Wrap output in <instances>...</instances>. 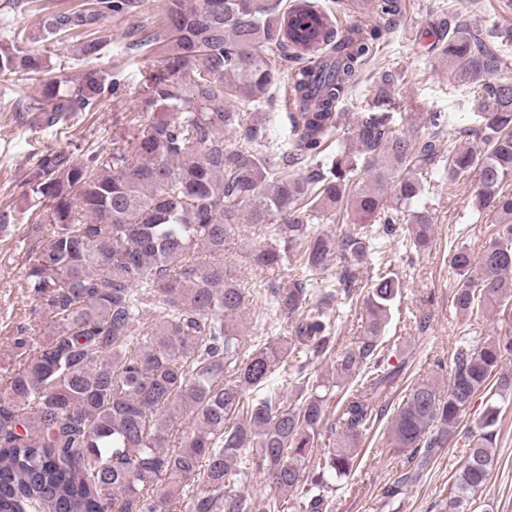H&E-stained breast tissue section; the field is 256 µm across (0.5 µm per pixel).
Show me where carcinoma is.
I'll list each match as a JSON object with an SVG mask.
<instances>
[{
    "label": "carcinoma",
    "instance_id": "obj_1",
    "mask_svg": "<svg viewBox=\"0 0 512 512\" xmlns=\"http://www.w3.org/2000/svg\"><path fill=\"white\" fill-rule=\"evenodd\" d=\"M360 4L385 19L400 13L399 0ZM143 6H42L36 29L62 47L81 37V55L96 58L110 44L100 36L104 22ZM381 36L379 27L341 34L317 0H165L162 27L131 43L145 68L139 117L114 132L106 153L80 163L62 151L37 159L25 205L0 208L1 230L33 224L42 235L25 273L38 317L17 331L0 380V512H256L244 491L254 475L282 494L300 491L295 512H328L327 493L354 471V452L397 373L378 348L403 281L382 258L394 241L407 254L429 247L433 214L415 204L438 177L476 176L471 208L492 227L479 252L461 245L448 254L460 276L456 313L512 316V77L499 45L456 28L442 46L458 65L454 78L478 87L479 147L445 152L438 116L422 138L370 110L353 128L354 147L319 159L341 125L336 102ZM31 39L22 28L0 41V74L40 83L25 111L52 128L98 108L108 91L103 72L40 78ZM290 61L289 118L299 139L286 152L271 144L256 110L274 105ZM397 81L380 72L378 103ZM303 163L306 171H289ZM339 223V237L319 230ZM241 224L263 226L265 245L254 254L262 271L293 270L288 287L270 290L271 312L282 317L279 348L240 344L249 289L224 247ZM372 262L366 331L336 352L325 305L351 299L353 269ZM332 269L336 289L321 295L318 276ZM332 354L335 378L309 372ZM510 357L512 336L490 338L455 351L447 389L425 380L411 387L388 433L405 464L388 499L416 481L491 380L512 391L503 368ZM357 372L360 388L345 390ZM333 399L335 439L309 470ZM498 415L489 405L469 431L439 512H470L496 465Z\"/></svg>",
    "mask_w": 512,
    "mask_h": 512
}]
</instances>
